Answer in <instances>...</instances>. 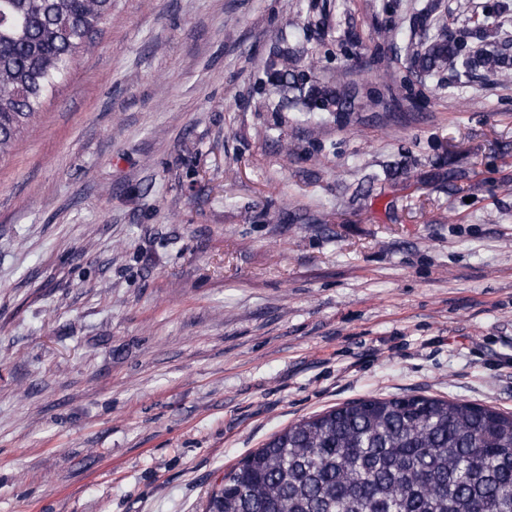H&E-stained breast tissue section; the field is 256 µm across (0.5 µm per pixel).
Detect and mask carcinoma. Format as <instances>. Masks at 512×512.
I'll return each mask as SVG.
<instances>
[{
	"label": "carcinoma",
	"instance_id": "carcinoma-1",
	"mask_svg": "<svg viewBox=\"0 0 512 512\" xmlns=\"http://www.w3.org/2000/svg\"><path fill=\"white\" fill-rule=\"evenodd\" d=\"M112 0H0V155L101 31ZM428 17L409 72L470 82L512 78V41L485 26L443 29ZM270 78L308 112H351L345 90L308 87L273 64ZM205 512H512V413L422 395L338 405L274 434L224 473Z\"/></svg>",
	"mask_w": 512,
	"mask_h": 512
}]
</instances>
